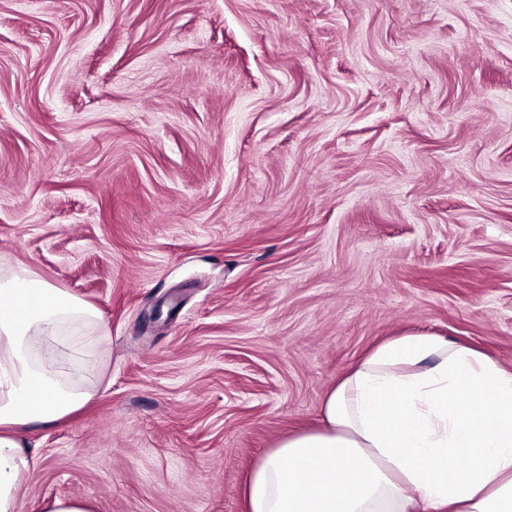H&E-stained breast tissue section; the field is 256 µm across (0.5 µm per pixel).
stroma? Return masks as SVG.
<instances>
[{"instance_id":"stroma-1","label":"stroma","mask_w":512,"mask_h":512,"mask_svg":"<svg viewBox=\"0 0 512 512\" xmlns=\"http://www.w3.org/2000/svg\"><path fill=\"white\" fill-rule=\"evenodd\" d=\"M100 313L19 492L246 512L378 343L512 368V0H0V271Z\"/></svg>"}]
</instances>
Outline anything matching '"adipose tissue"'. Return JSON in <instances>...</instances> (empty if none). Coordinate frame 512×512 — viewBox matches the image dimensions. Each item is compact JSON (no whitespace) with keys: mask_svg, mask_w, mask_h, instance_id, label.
I'll return each instance as SVG.
<instances>
[{"mask_svg":"<svg viewBox=\"0 0 512 512\" xmlns=\"http://www.w3.org/2000/svg\"><path fill=\"white\" fill-rule=\"evenodd\" d=\"M98 321L31 268L0 277V512H20L38 468L27 427L95 397L59 360L95 367ZM245 495L248 512H512V370L439 336L387 340L329 390L320 427L269 449Z\"/></svg>","mask_w":512,"mask_h":512,"instance_id":"obj_1","label":"adipose tissue"}]
</instances>
